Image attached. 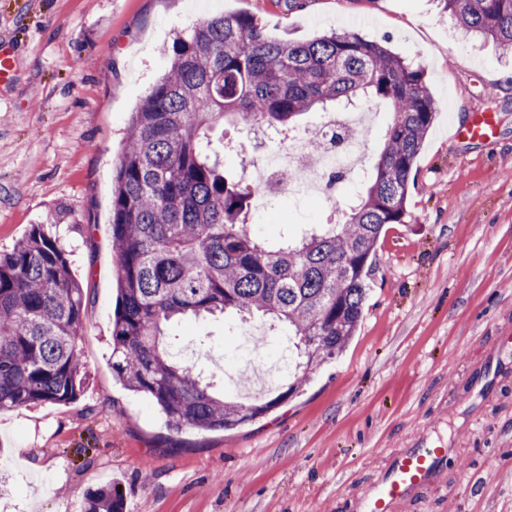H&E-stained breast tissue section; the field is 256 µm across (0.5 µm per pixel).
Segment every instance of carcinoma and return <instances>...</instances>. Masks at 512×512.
<instances>
[{"instance_id":"1","label":"carcinoma","mask_w":512,"mask_h":512,"mask_svg":"<svg viewBox=\"0 0 512 512\" xmlns=\"http://www.w3.org/2000/svg\"><path fill=\"white\" fill-rule=\"evenodd\" d=\"M465 33L512 50V0H442ZM170 68L133 112L113 176L112 247L119 301L112 374L149 395L169 429H234L286 400L336 357L362 318L369 258L388 224H402L416 158L438 103L422 70L354 31L278 40L252 15L213 16L177 33ZM365 97L393 119L364 193L340 224L270 247L246 218L255 188L224 177L209 134L219 122L286 129L299 115ZM235 311L288 325L294 381L267 400H224L171 360L174 319ZM84 290L66 251L36 224L0 254V411L68 403L83 386ZM83 512H123L116 488Z\"/></svg>"}]
</instances>
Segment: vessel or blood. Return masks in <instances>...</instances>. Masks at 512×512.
I'll return each instance as SVG.
<instances>
[{"instance_id":"vessel-or-blood-1","label":"vessel or blood","mask_w":512,"mask_h":512,"mask_svg":"<svg viewBox=\"0 0 512 512\" xmlns=\"http://www.w3.org/2000/svg\"><path fill=\"white\" fill-rule=\"evenodd\" d=\"M494 117L489 113L473 115L456 124L453 135L458 139L483 140L494 133ZM512 372V362L497 358L474 370L468 377L472 388L490 395L496 376ZM454 448L429 437L414 439L409 447L391 453L376 480L363 496L359 512H394L396 506L412 497L420 489L438 485Z\"/></svg>"}]
</instances>
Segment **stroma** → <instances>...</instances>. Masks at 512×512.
<instances>
[{
    "label": "stroma",
    "instance_id": "stroma-1",
    "mask_svg": "<svg viewBox=\"0 0 512 512\" xmlns=\"http://www.w3.org/2000/svg\"><path fill=\"white\" fill-rule=\"evenodd\" d=\"M247 13L277 39L351 29L423 70L440 104L414 166L404 223L387 225L370 258L356 335L266 416L228 431L169 430L152 400L112 377L118 290L112 171L130 116L169 67L163 49L206 16ZM0 40L15 73L0 86V253L30 231L66 250L85 294L79 330L84 388L69 403L0 412V512H81L117 483L124 512H353L395 450L424 433L452 437L438 486L397 512H512V375L475 405L464 377L512 336V60L465 38L439 0H0ZM372 172L389 104L361 100ZM494 115L491 141L455 140L459 116ZM289 134L242 122L217 127L227 175L255 179ZM283 192L250 209L251 232L276 244L339 218L354 199ZM260 331L268 361L288 354L286 328L234 312L167 326L170 351L218 392L260 395L233 363L240 333ZM477 425L466 426L471 412Z\"/></svg>",
    "mask_w": 512,
    "mask_h": 512
}]
</instances>
